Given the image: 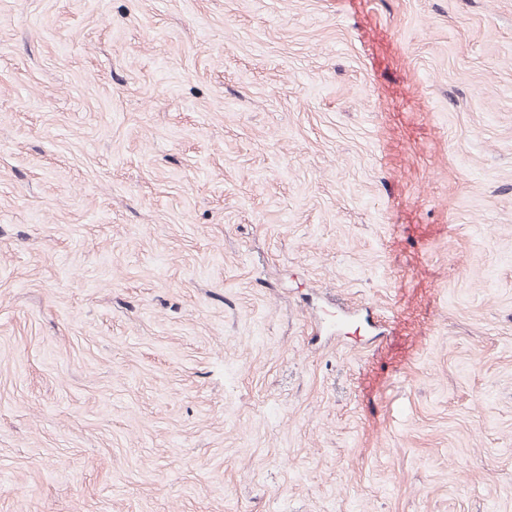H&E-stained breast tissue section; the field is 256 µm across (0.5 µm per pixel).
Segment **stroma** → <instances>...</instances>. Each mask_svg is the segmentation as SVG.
<instances>
[{
	"label": "stroma",
	"instance_id": "obj_1",
	"mask_svg": "<svg viewBox=\"0 0 512 512\" xmlns=\"http://www.w3.org/2000/svg\"><path fill=\"white\" fill-rule=\"evenodd\" d=\"M0 512H512V0H0ZM401 228L403 240L411 245L415 254L427 251L432 238L427 224H403Z\"/></svg>",
	"mask_w": 512,
	"mask_h": 512
}]
</instances>
